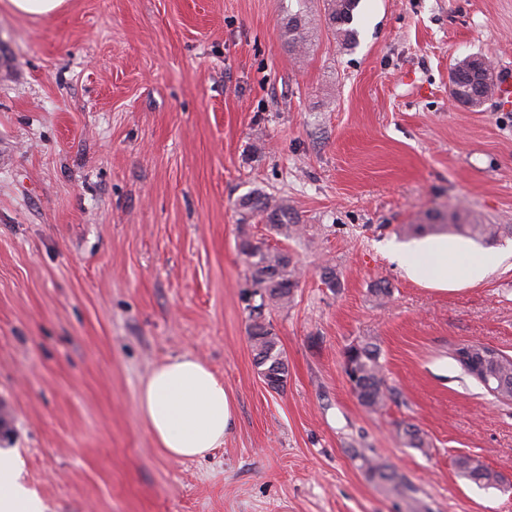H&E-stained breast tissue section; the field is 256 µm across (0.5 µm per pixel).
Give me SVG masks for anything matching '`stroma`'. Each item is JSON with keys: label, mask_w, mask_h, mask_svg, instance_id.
I'll use <instances>...</instances> for the list:
<instances>
[{"label": "stroma", "mask_w": 512, "mask_h": 512, "mask_svg": "<svg viewBox=\"0 0 512 512\" xmlns=\"http://www.w3.org/2000/svg\"><path fill=\"white\" fill-rule=\"evenodd\" d=\"M310 20L289 47V11ZM328 0H0V449L44 512H512V402L452 359L512 356V237L482 280H412L406 224L512 225V109L454 103L480 55L512 74V0H360L354 47ZM287 200L284 239L246 196ZM301 269L266 318L284 391L258 375L241 238ZM334 272L335 286L325 282ZM389 288L378 298L376 285ZM376 343L397 392L377 412L343 371ZM194 353L235 404L205 459L164 457L142 380ZM428 442L409 447L405 425ZM472 456L506 488L455 467ZM395 469L406 493L370 478ZM65 0H9L10 7L23 15L44 17L54 13Z\"/></svg>", "instance_id": "1"}]
</instances>
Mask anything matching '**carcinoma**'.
I'll return each mask as SVG.
<instances>
[{
	"label": "carcinoma",
	"instance_id": "obj_1",
	"mask_svg": "<svg viewBox=\"0 0 512 512\" xmlns=\"http://www.w3.org/2000/svg\"><path fill=\"white\" fill-rule=\"evenodd\" d=\"M359 0H329L328 20L342 43L352 44L357 32L350 27ZM309 20L303 11L288 14L285 36L288 45L304 48L308 41ZM477 60L468 56L458 61L450 75L451 96L465 102L470 107H479L492 98L493 81L483 80V69L476 67ZM243 208L251 213L269 212L270 229L276 234L292 239L301 235L303 225L294 221L292 208L282 200L269 204L264 196H249ZM438 228L450 234L469 238L483 246L495 245L505 236H512L509 224H461L454 220L440 224ZM239 251L246 257L254 284L262 290L260 303L249 312L250 336L254 363L264 383L273 391L284 389L288 378V362L279 347L278 337L265 322L264 310L273 306L286 308L292 301L294 288L298 285L299 268L291 254L271 248L261 241L243 238ZM474 354L468 359L457 360L461 370L479 384L490 383L497 394L495 398L512 399V358L496 349L479 342L472 343ZM343 368L351 369L350 387L359 403L377 411L392 398L394 390L387 385L381 363V350L378 345L365 342L352 344L343 354ZM459 472L476 485L484 488L499 487L503 477L470 456L456 460Z\"/></svg>",
	"mask_w": 512,
	"mask_h": 512
}]
</instances>
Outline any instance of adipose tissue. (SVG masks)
<instances>
[{
  "instance_id": "1",
  "label": "adipose tissue",
  "mask_w": 512,
  "mask_h": 512,
  "mask_svg": "<svg viewBox=\"0 0 512 512\" xmlns=\"http://www.w3.org/2000/svg\"><path fill=\"white\" fill-rule=\"evenodd\" d=\"M491 254L458 256L442 237L427 239L402 257L408 275L439 288L465 278L478 280L495 264ZM138 412L165 456L203 459L224 443L234 403L223 380L193 353L158 363L142 382ZM20 457L0 451V512H43L41 500L19 482Z\"/></svg>"
}]
</instances>
